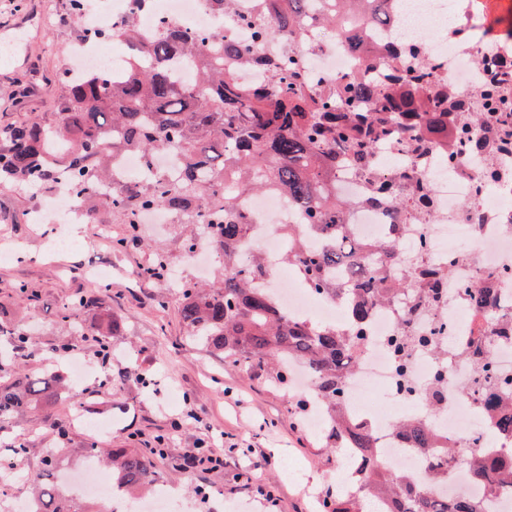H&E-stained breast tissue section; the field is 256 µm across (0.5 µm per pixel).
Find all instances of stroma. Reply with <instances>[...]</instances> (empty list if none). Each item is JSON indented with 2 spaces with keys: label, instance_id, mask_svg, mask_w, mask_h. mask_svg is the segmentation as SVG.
<instances>
[{
  "label": "stroma",
  "instance_id": "35a3bbf8",
  "mask_svg": "<svg viewBox=\"0 0 512 512\" xmlns=\"http://www.w3.org/2000/svg\"><path fill=\"white\" fill-rule=\"evenodd\" d=\"M66 12L67 0H0V50L11 51L9 59H0V127L32 122L54 127L60 80L82 33L77 22L60 23ZM142 231L145 245L117 250L112 241L126 236L125 225L75 224L76 247L50 255L34 225L0 224V241L22 242L26 250L22 261L0 262V303L6 306V320L34 335L32 369L68 375L56 350L64 342L72 343L75 356L94 360L90 335L98 326L97 316L82 313L77 327L70 328L58 323L57 311L66 298L93 292L95 283L85 270L108 264L113 267L106 283L108 302L121 325L112 347L140 357L111 404L99 402V380L92 377L75 386L74 397L48 401L42 411H25L12 419L8 431L24 440L27 452L16 465L0 466V485L12 500L27 501L31 485L16 479L12 469L21 467L32 476L43 473L50 448L59 451L55 471L79 467L91 435L75 427L63 438L56 430L57 424L69 422L79 400L90 416L116 414L117 425L100 437L111 447H128L131 432L140 448L156 435L169 434L164 454L153 459L155 474L174 487L179 501L198 502V512H320L316 496L338 485L341 453L324 448L320 437L311 434L297 414L299 396L293 389H275L188 340L177 291H164L162 283L140 274L154 245L164 249L171 266L180 265V240L169 225L146 224ZM21 285L32 291V300L15 301L14 291ZM142 374L153 378L151 388H142ZM202 441L223 452V469H184L186 454ZM262 452L271 462L258 469L254 463ZM269 487L276 501L262 496Z\"/></svg>",
  "mask_w": 512,
  "mask_h": 512
}]
</instances>
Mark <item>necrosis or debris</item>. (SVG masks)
<instances>
[{"label": "necrosis or debris", "instance_id": "obj_1", "mask_svg": "<svg viewBox=\"0 0 512 512\" xmlns=\"http://www.w3.org/2000/svg\"><path fill=\"white\" fill-rule=\"evenodd\" d=\"M473 3L390 0L383 23L356 26L347 37L308 19V43L296 56L316 92L367 76L376 70L378 60L388 56L401 58L411 69L429 59L430 83L447 86L452 93L512 80V37L481 36ZM267 11L263 0H235L232 11L222 15L211 0H93L78 18L90 36L72 51L76 71L84 74L106 63V49L98 37L103 29L132 23L148 38L172 20L189 34L217 31L226 39L249 44L253 33L242 17ZM412 139V133L401 132L378 151L371 177L336 172L337 195L357 202L345 216L356 239L368 243L387 235L389 225H403L397 250L402 273L419 287L437 289L434 298L405 295L373 311L345 378V419L339 427L346 433L353 421L370 425L380 459L391 469H403L408 480L419 481L427 473L428 454L406 447L393 429L395 413L427 416L440 446L451 441L472 448L512 446V434L488 427L494 405L472 390V368L456 357L471 341L481 340L492 348L497 372L512 378V321L498 314L512 300V145H500L488 121L469 128L467 142H455L449 150L432 147L415 156L408 150ZM373 177L398 191L422 190L430 203L392 210L389 195L370 193ZM244 208L251 224L242 240L243 251L260 252L268 265H280L285 239L275 227L303 223L302 210L274 189L246 196ZM86 211L85 195L63 183L30 211L29 220L49 229L59 251L70 245L71 221ZM475 280L488 289L493 303H479L468 292V284ZM267 285L278 308L293 319L348 323L343 302L314 294L297 274L268 279ZM398 336L411 337L406 350L397 349ZM83 472L76 495L108 499L112 512H131L135 507L140 512H173L174 493L166 482H154L152 497L135 506L100 478L95 459L85 460ZM436 492L452 500H480L485 512H512V497L474 483L460 467L449 472Z\"/></svg>", "mask_w": 512, "mask_h": 512}]
</instances>
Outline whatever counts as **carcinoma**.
I'll use <instances>...</instances> for the list:
<instances>
[{"mask_svg":"<svg viewBox=\"0 0 512 512\" xmlns=\"http://www.w3.org/2000/svg\"><path fill=\"white\" fill-rule=\"evenodd\" d=\"M278 9L268 22L254 25V38L279 35L288 45L303 41L302 16L308 0H274ZM328 11L320 21L336 27L343 19L370 20L384 14V0H325ZM101 37L128 42L133 55L123 65L66 80L54 130L37 124L0 129V187L18 183L54 185L64 177L70 187L88 196L92 216L109 213L113 222L137 231L138 214L166 208L187 214L180 231L182 248L210 243L224 258L219 281L202 285L185 279L178 288L181 316L191 341L224 356V362L244 365L279 388L288 386V359L304 363L313 388L327 408L331 422L324 435L326 447L336 441V408L343 400V371L352 343L364 339L373 308L399 291L413 289L400 277L394 237L364 247L347 234L344 214L354 205L333 190L336 153L342 152L358 173L373 168L377 147L391 142L397 129L416 128L414 150L425 152L436 140H448L450 125L467 136L459 122L456 100L440 89L426 91L428 73H403L401 61L385 67L381 83H340L321 93L309 89L307 75L294 52L272 60L257 54L255 46L224 41L215 33L188 38L166 25L157 38L144 41L131 25ZM254 64L263 76L250 87L237 79L239 65ZM506 91L487 89L469 96L487 101L500 140L512 139V120L504 112ZM371 98L361 111L357 102ZM167 150L170 171L150 186L131 177L119 190L107 192L117 156L135 152L152 163ZM274 188L304 207L306 234L326 243L311 248L296 234L298 225L285 229L294 239L292 250L305 284L328 300L348 301L352 331L340 327L299 325L277 308L264 288L267 268L257 254L238 251L249 217L241 203L244 193ZM167 255L155 250L141 270L145 278L164 271ZM92 310L99 318L93 332L96 354L111 360L112 338L121 326L112 308L96 294L71 297L59 308V320L70 327ZM0 373H17L14 382L0 386V430L23 408L34 409L60 389L54 371H25L32 357L30 334L0 318ZM483 354L481 370L496 388L499 378L492 350L471 346L459 353L467 360ZM396 432L414 448L431 447L428 429L420 423L398 421ZM352 439L370 458V468L355 481L356 495L325 496L321 512H484L473 499L435 500L437 484L448 478V464L467 466L473 477L487 480L493 492H512V458L499 464L464 445L441 448L429 461L423 485L400 483L377 461L369 429L352 431ZM163 445L141 448H101L90 443L86 451L106 458L112 484L122 491L151 486L155 479L152 457ZM32 512H81L74 499L50 480V473L33 481Z\"/></svg>","mask_w":512,"mask_h":512,"instance_id":"1","label":"carcinoma"}]
</instances>
